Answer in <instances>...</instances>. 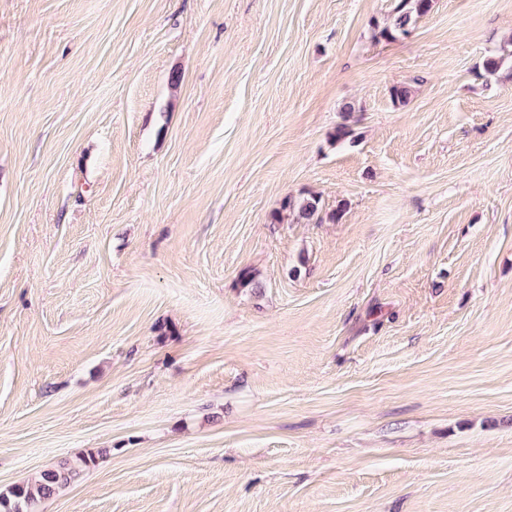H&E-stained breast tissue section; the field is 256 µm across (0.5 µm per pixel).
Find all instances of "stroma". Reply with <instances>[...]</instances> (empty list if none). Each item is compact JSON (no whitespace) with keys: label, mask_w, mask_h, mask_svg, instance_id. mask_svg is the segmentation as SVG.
Segmentation results:
<instances>
[{"label":"stroma","mask_w":512,"mask_h":512,"mask_svg":"<svg viewBox=\"0 0 512 512\" xmlns=\"http://www.w3.org/2000/svg\"><path fill=\"white\" fill-rule=\"evenodd\" d=\"M393 7L0 0L1 491L512 512V0ZM433 8L434 0H398L391 21L383 27L374 22V27L378 30L379 38L385 40L407 37L411 34L417 19L428 15ZM282 210L289 212L297 222L306 224L323 221L320 197L309 195L301 198L286 197L282 203ZM79 472L75 466L64 462L44 471L34 483L17 484L7 493L0 492V512H38L35 508L42 499L69 485Z\"/></svg>","instance_id":"stroma-1"}]
</instances>
